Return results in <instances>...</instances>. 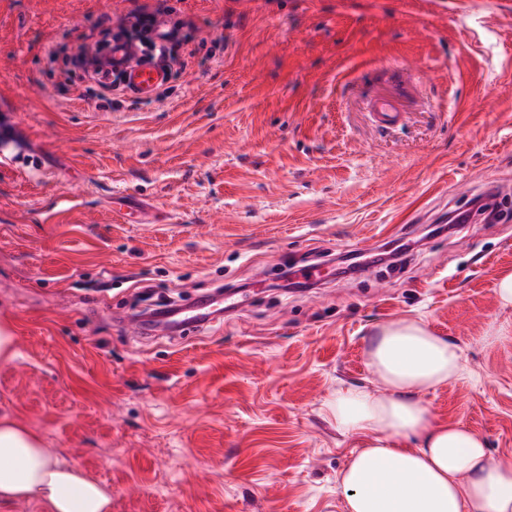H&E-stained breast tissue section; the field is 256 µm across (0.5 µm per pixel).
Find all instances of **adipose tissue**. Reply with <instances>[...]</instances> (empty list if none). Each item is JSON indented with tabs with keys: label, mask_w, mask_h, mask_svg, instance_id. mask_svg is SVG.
<instances>
[{
	"label": "adipose tissue",
	"mask_w": 512,
	"mask_h": 512,
	"mask_svg": "<svg viewBox=\"0 0 512 512\" xmlns=\"http://www.w3.org/2000/svg\"><path fill=\"white\" fill-rule=\"evenodd\" d=\"M385 395L338 391L325 405L338 431L357 439L339 487L347 512H512V460L484 438L437 420L420 399L464 372L460 348L422 320L383 326L367 350ZM46 512H112V490L61 459L37 432L0 417V503Z\"/></svg>",
	"instance_id": "obj_1"
}]
</instances>
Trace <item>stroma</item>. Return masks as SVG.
<instances>
[{
	"mask_svg": "<svg viewBox=\"0 0 512 512\" xmlns=\"http://www.w3.org/2000/svg\"><path fill=\"white\" fill-rule=\"evenodd\" d=\"M161 1L197 60L163 99L115 104L59 87L92 22L142 0H0V108L42 164L0 169V416L111 487L112 512H345L356 440L324 406L383 394L369 342L417 318L465 362L422 402L512 458V336L494 338L512 220L424 234L512 183V0ZM388 96L402 117L382 128ZM398 239L406 265L273 281ZM219 287L240 310L188 336L122 323L146 289Z\"/></svg>",
	"mask_w": 512,
	"mask_h": 512,
	"instance_id": "obj_1",
	"label": "stroma"
}]
</instances>
